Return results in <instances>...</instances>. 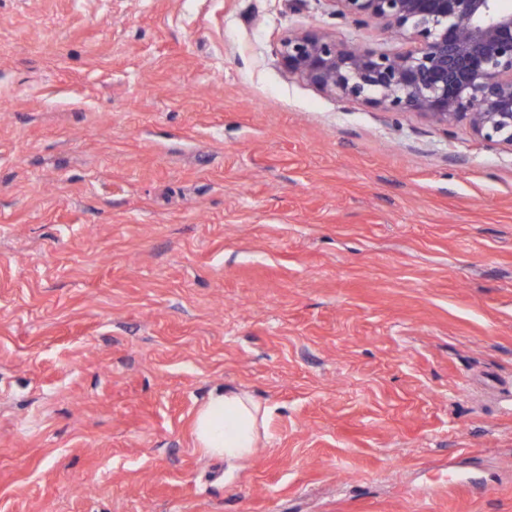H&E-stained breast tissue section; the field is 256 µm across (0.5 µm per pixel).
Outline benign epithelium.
<instances>
[{"label":"benign epithelium","instance_id":"obj_1","mask_svg":"<svg viewBox=\"0 0 512 512\" xmlns=\"http://www.w3.org/2000/svg\"><path fill=\"white\" fill-rule=\"evenodd\" d=\"M356 24L379 21L413 43L402 54L342 45L318 30L280 44L288 70L320 91L383 112L418 110L440 126L464 119L512 151V7L502 0H331Z\"/></svg>","mask_w":512,"mask_h":512}]
</instances>
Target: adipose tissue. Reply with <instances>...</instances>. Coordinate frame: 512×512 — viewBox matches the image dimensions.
<instances>
[{
  "label": "adipose tissue",
  "instance_id": "obj_1",
  "mask_svg": "<svg viewBox=\"0 0 512 512\" xmlns=\"http://www.w3.org/2000/svg\"><path fill=\"white\" fill-rule=\"evenodd\" d=\"M267 411L249 394L222 388L210 394L197 411L193 435L197 445L227 459L252 454L264 428Z\"/></svg>",
  "mask_w": 512,
  "mask_h": 512
}]
</instances>
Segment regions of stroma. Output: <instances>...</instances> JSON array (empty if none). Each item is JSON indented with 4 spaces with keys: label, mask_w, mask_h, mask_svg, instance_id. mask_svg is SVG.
I'll return each instance as SVG.
<instances>
[{
    "label": "stroma",
    "mask_w": 512,
    "mask_h": 512,
    "mask_svg": "<svg viewBox=\"0 0 512 512\" xmlns=\"http://www.w3.org/2000/svg\"><path fill=\"white\" fill-rule=\"evenodd\" d=\"M332 0H0V512H512V150L287 72ZM269 407L250 456L193 419ZM267 410L249 394L222 388L210 394L197 411L193 435L199 448L225 459L242 458L257 447Z\"/></svg>",
    "instance_id": "1"
}]
</instances>
